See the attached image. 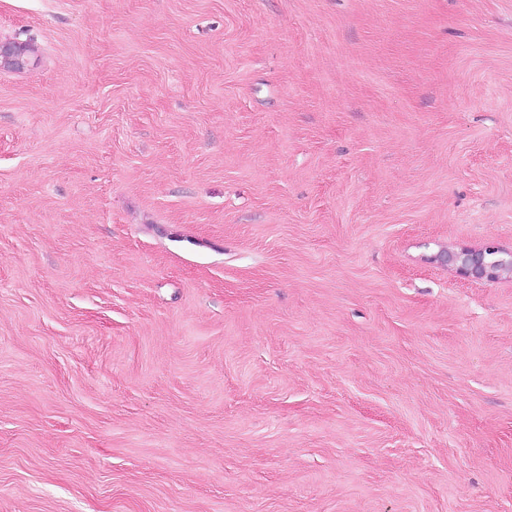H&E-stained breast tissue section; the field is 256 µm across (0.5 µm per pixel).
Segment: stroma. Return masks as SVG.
<instances>
[{"label": "stroma", "instance_id": "obj_1", "mask_svg": "<svg viewBox=\"0 0 512 512\" xmlns=\"http://www.w3.org/2000/svg\"><path fill=\"white\" fill-rule=\"evenodd\" d=\"M0 40V512H512V0ZM500 251L487 246L479 249L465 248L448 252V265L467 277L496 279L504 273H512V256L498 257Z\"/></svg>", "mask_w": 512, "mask_h": 512}]
</instances>
